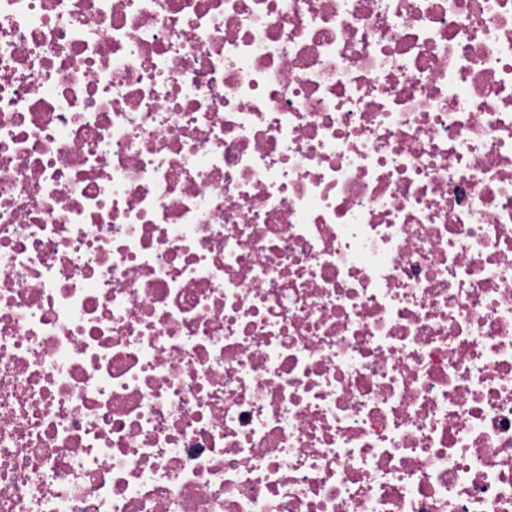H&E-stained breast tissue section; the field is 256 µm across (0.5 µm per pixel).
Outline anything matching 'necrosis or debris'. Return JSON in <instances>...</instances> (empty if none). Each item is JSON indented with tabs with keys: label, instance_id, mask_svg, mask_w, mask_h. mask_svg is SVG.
Segmentation results:
<instances>
[{
	"label": "necrosis or debris",
	"instance_id": "1",
	"mask_svg": "<svg viewBox=\"0 0 512 512\" xmlns=\"http://www.w3.org/2000/svg\"><path fill=\"white\" fill-rule=\"evenodd\" d=\"M0 512H512V0H0Z\"/></svg>",
	"mask_w": 512,
	"mask_h": 512
}]
</instances>
